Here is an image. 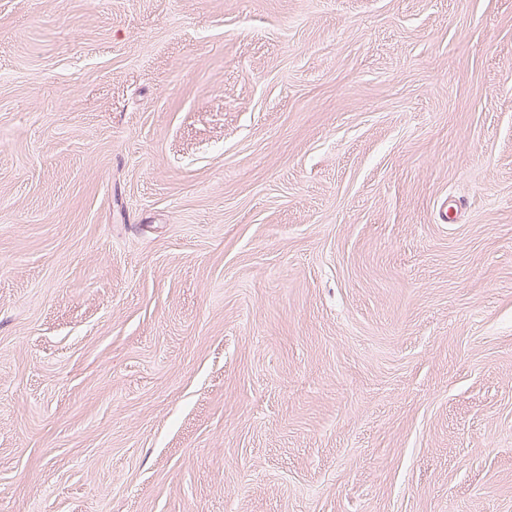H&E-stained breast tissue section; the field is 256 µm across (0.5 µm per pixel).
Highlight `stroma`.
<instances>
[{"mask_svg": "<svg viewBox=\"0 0 512 512\" xmlns=\"http://www.w3.org/2000/svg\"><path fill=\"white\" fill-rule=\"evenodd\" d=\"M0 512H512V0H0Z\"/></svg>", "mask_w": 512, "mask_h": 512, "instance_id": "obj_1", "label": "stroma"}]
</instances>
